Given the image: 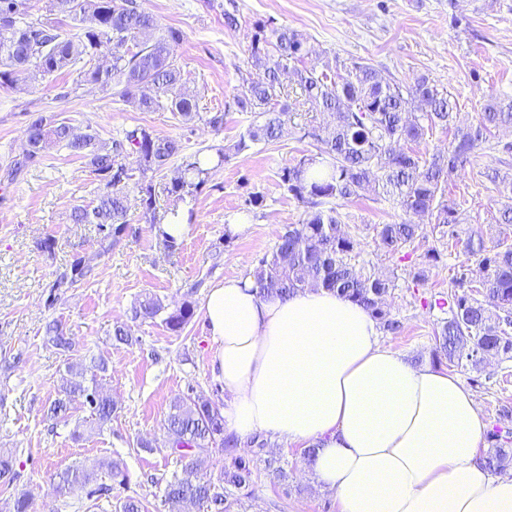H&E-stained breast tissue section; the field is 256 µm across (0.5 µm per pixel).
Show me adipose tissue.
Segmentation results:
<instances>
[{"mask_svg": "<svg viewBox=\"0 0 512 512\" xmlns=\"http://www.w3.org/2000/svg\"><path fill=\"white\" fill-rule=\"evenodd\" d=\"M201 314L227 432L315 448L306 471L338 512H512V477L479 454L488 421L473 394L382 346L362 305L310 288L263 298L233 278Z\"/></svg>", "mask_w": 512, "mask_h": 512, "instance_id": "obj_1", "label": "adipose tissue"}]
</instances>
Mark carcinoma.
<instances>
[{
  "label": "carcinoma",
  "mask_w": 512,
  "mask_h": 512,
  "mask_svg": "<svg viewBox=\"0 0 512 512\" xmlns=\"http://www.w3.org/2000/svg\"><path fill=\"white\" fill-rule=\"evenodd\" d=\"M159 30L155 16L139 0H48L46 14L32 18L30 0H0V88L18 82L36 83L58 73L76 70L81 81L111 89L118 100L142 112L169 111L179 122L198 120L218 132L224 113L202 112L198 101L183 92V72L172 56V46L183 39L181 30L168 27L153 39L129 47L136 35ZM110 51V64H92L101 48ZM306 39L286 26L266 22L256 26L249 60L254 76L234 96L241 112H255L254 120L233 144L216 151V162L203 166L196 156L183 162L177 176L162 191L177 200L194 195L230 153L251 145L281 139L288 111L278 106L288 71L304 103L329 115L324 126L300 128L301 138L315 142L316 151L302 156L278 173L280 186L303 207V217L287 225L273 249L257 260L251 273L262 297L286 298L297 290L321 287L356 302L370 311L387 332L400 328L385 305L390 279L367 276L351 263L359 245L342 224L335 202L358 198L364 186H374L382 196L404 211L430 219L442 237H457L458 212L448 204V175L470 162L474 150L489 141L490 131L512 125V99L494 98L482 108L477 125H456V104L425 78L412 84L384 81L371 65L354 62L334 70L330 62L299 66L309 55ZM454 128L448 151L422 159L413 145L433 130ZM29 155L16 157L3 169V178L18 181L40 163L53 145H61L86 160L99 182L96 201L78 205L70 214L74 224H95L104 239L115 245L129 224L131 201L143 215L154 213L156 185L151 175L168 168L183 151L176 138L159 137L145 127L126 130L112 143L102 142L95 132L73 134L72 126L56 116H39L26 129ZM403 143L404 147L394 148ZM421 225L409 221L383 224L377 230V249L394 254L421 235ZM465 255L474 258L482 273L475 285L463 269L448 281V311L438 332V352L452 365L463 359L481 363L480 355H512V244L502 239L496 250L487 251L482 238H467ZM89 270L77 259L70 272L56 280V287L84 280ZM162 302L147 296L133 308V319L154 320L163 316L166 328L179 333L194 315L191 302L164 313ZM50 341L64 353L73 344L60 324L48 329ZM103 368L94 364L80 369L68 366L71 377L62 384V397L48 409L51 420H65L71 405L89 406L97 429L112 421V399L86 385V373ZM222 405L189 397L171 404L167 433L171 451L184 460L183 476L166 482L163 506L182 512L192 501L207 512H229L224 486L245 489L252 482V467L234 454L235 440L224 430ZM224 450L228 462L216 479L200 473L211 466V449ZM14 453L0 449V485L8 488L18 477ZM485 465L500 471L512 464V448L497 446L484 458ZM104 470L116 485L128 482L120 462L112 459L91 466L68 468L56 475V489L66 495L97 479Z\"/></svg>",
  "instance_id": "1"
}]
</instances>
